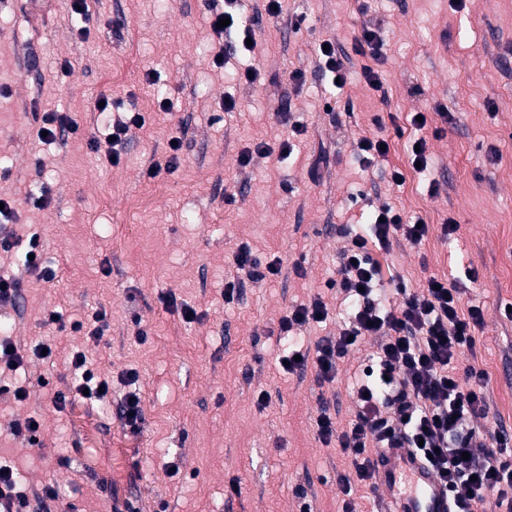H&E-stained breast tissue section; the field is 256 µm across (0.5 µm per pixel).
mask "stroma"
<instances>
[{
	"instance_id": "stroma-1",
	"label": "stroma",
	"mask_w": 512,
	"mask_h": 512,
	"mask_svg": "<svg viewBox=\"0 0 512 512\" xmlns=\"http://www.w3.org/2000/svg\"><path fill=\"white\" fill-rule=\"evenodd\" d=\"M209 3L173 0L163 14L157 0H88L84 40L70 0L37 8L0 0V196L15 201L8 226L19 239L0 251V276L19 283L15 306L0 316L11 320L17 346L54 349L50 360L25 362L26 403L0 395V464L26 493L47 483L60 488L58 499L31 512H124L128 500L137 512H298L299 486L313 512H340L336 476L349 462L319 441L316 419L324 407L341 423L351 419V377L366 352H353L331 383L310 371L285 373L277 364L278 322L325 291L342 229L384 202L430 227L420 246L403 242L380 258L408 287L461 264L477 268L475 281L461 283V301L482 308L485 326L464 361L487 375L485 427L512 446V319L504 316L512 304V0H466L461 9L450 0H283L277 17L262 0H241L256 42L249 58L220 50ZM365 24L385 31L379 93L362 78L371 58L353 49ZM327 39L348 71L340 89L315 63ZM219 50L224 66L216 69L209 61ZM65 61L71 70L58 76ZM252 62L265 76L253 86L236 77ZM298 70L300 83L291 78ZM102 94L120 111L146 117L119 166L101 164L83 138L39 139L44 112L68 113L94 129ZM227 97L236 111L220 110ZM440 104L453 122L436 114ZM416 112L428 119L424 129L410 123ZM390 114L403 134L392 138L387 158L362 171L356 143L372 132L375 116ZM292 121L306 132L293 138L288 158L257 156L239 169L242 151L278 146ZM174 134L182 138L177 168L148 177ZM420 137L435 164V196L410 164ZM322 149L330 161L310 179ZM395 168L405 175L398 185L390 179ZM43 185L52 200L39 208L26 194ZM229 194L234 202H226ZM448 219L460 226L457 241L440 236ZM34 233L57 272L54 282L24 270ZM242 243L261 262L280 259L281 272L245 283L228 303L224 284L237 275L232 254ZM170 293L194 307L198 320L166 305ZM99 309L109 315L100 341L71 330L73 320ZM51 310L62 314L63 328L42 326ZM77 351L117 394L126 390V372L138 371L140 433L123 427L114 401L75 395L54 411L51 399L69 387ZM41 377L46 387L38 386ZM36 411L43 426L32 446L12 423ZM173 462L180 466L174 476ZM235 483L240 493H232Z\"/></svg>"
}]
</instances>
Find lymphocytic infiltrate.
<instances>
[{
  "label": "lymphocytic infiltrate",
  "instance_id": "1",
  "mask_svg": "<svg viewBox=\"0 0 512 512\" xmlns=\"http://www.w3.org/2000/svg\"><path fill=\"white\" fill-rule=\"evenodd\" d=\"M145 117L132 113L106 123L105 139L90 138L93 151H105L111 165H119L132 129L144 128ZM428 225L417 224L395 206L385 203L362 230L349 233L339 252L337 277L329 281L332 299L318 294L293 307L279 321L289 345L283 351L286 373L314 371L317 382L334 381L343 359L355 343L372 338L374 351L361 371L355 409L347 425H339L328 411L317 418L323 445H336L350 457L353 474H339L344 495L342 512H359L355 487L378 489L375 465L379 455L407 450L428 468L448 493L449 512H512V459L504 454L502 437L481 431L489 404L483 371L460 366L464 350L474 349L476 332L483 328L482 309L462 308L458 288L445 277L430 276L416 288L391 276L398 302L380 290V255L394 241L419 245ZM233 263L238 278L226 282L224 298L233 301L244 282L258 283L281 271L279 261L261 262L248 244H240ZM347 308V323L338 334L315 343L314 353L303 352L294 338L299 328L327 315L331 301Z\"/></svg>",
  "mask_w": 512,
  "mask_h": 512
}]
</instances>
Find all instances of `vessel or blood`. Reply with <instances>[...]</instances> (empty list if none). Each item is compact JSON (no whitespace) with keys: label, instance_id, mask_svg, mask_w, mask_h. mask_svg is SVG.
I'll return each mask as SVG.
<instances>
[{"label":"vessel or blood","instance_id":"vessel-or-blood-1","mask_svg":"<svg viewBox=\"0 0 512 512\" xmlns=\"http://www.w3.org/2000/svg\"><path fill=\"white\" fill-rule=\"evenodd\" d=\"M376 481L383 490L393 493V512H448V497L442 486L415 457L378 462Z\"/></svg>","mask_w":512,"mask_h":512}]
</instances>
